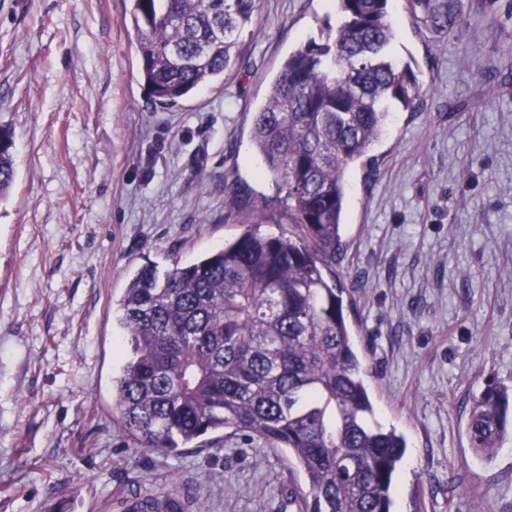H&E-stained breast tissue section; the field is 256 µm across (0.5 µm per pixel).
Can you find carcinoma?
Returning <instances> with one entry per match:
<instances>
[{
    "mask_svg": "<svg viewBox=\"0 0 512 512\" xmlns=\"http://www.w3.org/2000/svg\"><path fill=\"white\" fill-rule=\"evenodd\" d=\"M138 72L172 108L243 65L259 0H129ZM340 22L293 51L253 113L260 174L288 197V234L265 235L268 206L198 261L139 268L115 304L122 330L112 410L140 447L176 456L222 433L286 454L307 491L293 512H391L407 444L375 418L368 368L336 273L346 172L386 133L390 107L413 111L422 85L393 52L389 0H330ZM469 0H410L436 34ZM14 130L0 125V195L15 178ZM466 436L486 459L512 439V393L493 380L473 397Z\"/></svg>",
    "mask_w": 512,
    "mask_h": 512,
    "instance_id": "carcinoma-1",
    "label": "carcinoma"
}]
</instances>
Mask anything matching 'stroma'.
Segmentation results:
<instances>
[{
	"label": "stroma",
	"instance_id": "35a3bbf8",
	"mask_svg": "<svg viewBox=\"0 0 512 512\" xmlns=\"http://www.w3.org/2000/svg\"><path fill=\"white\" fill-rule=\"evenodd\" d=\"M129 0H0V123L16 177L0 199V512H120L176 490L183 512H278L303 487L277 449L231 436L179 458L135 447L112 413V305L146 262L237 237L244 203H288L258 173L252 116L288 55L336 16L261 0L224 84L173 108L138 73ZM394 51L423 86L347 172L336 265L377 420L408 448L391 512H512V442L465 433L473 394L512 389V0L435 35L392 0Z\"/></svg>",
	"mask_w": 512,
	"mask_h": 512
}]
</instances>
